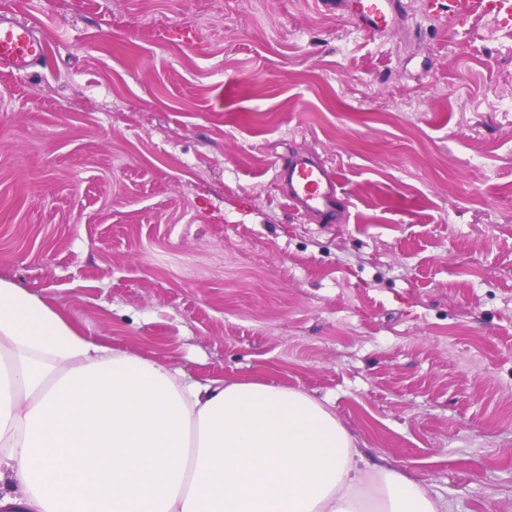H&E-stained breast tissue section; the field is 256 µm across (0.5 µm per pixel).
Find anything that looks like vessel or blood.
I'll use <instances>...</instances> for the list:
<instances>
[{"mask_svg":"<svg viewBox=\"0 0 512 512\" xmlns=\"http://www.w3.org/2000/svg\"><path fill=\"white\" fill-rule=\"evenodd\" d=\"M330 10H347L368 34L382 36L402 18L405 0H324ZM435 14L450 13L457 26H465L475 13L512 25V0H430ZM45 46L28 23L0 12V67H26L41 61ZM275 179L286 186L290 209L302 216L317 215L335 220L342 189L331 168L302 152L276 164Z\"/></svg>","mask_w":512,"mask_h":512,"instance_id":"vessel-or-blood-1","label":"vessel or blood"}]
</instances>
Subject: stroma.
I'll return each mask as SVG.
<instances>
[{"instance_id":"35a3bbf8","label":"stroma","mask_w":512,"mask_h":512,"mask_svg":"<svg viewBox=\"0 0 512 512\" xmlns=\"http://www.w3.org/2000/svg\"><path fill=\"white\" fill-rule=\"evenodd\" d=\"M0 0V277L81 335L328 402L450 512H512V32L427 0ZM306 151L341 223L295 215ZM323 3L333 11L346 9L372 36L391 31L407 8L404 0H324ZM45 57L44 43L28 23L17 20L6 11L0 12V66L26 67ZM275 179L287 187L285 199L301 216L318 215L334 222L342 199V189L331 168L301 152L275 164Z\"/></svg>"}]
</instances>
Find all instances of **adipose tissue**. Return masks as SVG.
Segmentation results:
<instances>
[{"label": "adipose tissue", "mask_w": 512, "mask_h": 512, "mask_svg": "<svg viewBox=\"0 0 512 512\" xmlns=\"http://www.w3.org/2000/svg\"><path fill=\"white\" fill-rule=\"evenodd\" d=\"M0 512H448L327 403L98 345L0 278Z\"/></svg>", "instance_id": "obj_1"}]
</instances>
